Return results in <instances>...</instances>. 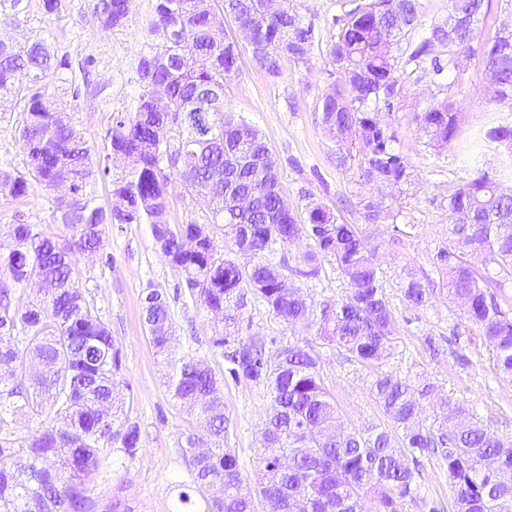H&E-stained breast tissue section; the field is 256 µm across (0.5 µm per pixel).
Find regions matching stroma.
Returning a JSON list of instances; mask_svg holds the SVG:
<instances>
[{
    "label": "stroma",
    "mask_w": 512,
    "mask_h": 512,
    "mask_svg": "<svg viewBox=\"0 0 512 512\" xmlns=\"http://www.w3.org/2000/svg\"><path fill=\"white\" fill-rule=\"evenodd\" d=\"M297 11L312 20L319 31L308 62L284 59L279 77L257 68L249 48H242L239 70L226 94L235 116L255 125L276 156L284 195L302 208L314 201L340 222L359 225L364 235L380 242L376 260L387 280V291L397 315L396 354L389 366L397 375L423 372L439 386L442 395L473 402L487 428L512 439V383L497 378L492 349L482 336L462 337L463 318L446 295L436 294L431 307L414 309L404 302L396 283L402 266L431 272L437 248L449 242L448 189L480 173L497 176L502 157L491 149L477 150L471 159L460 155L488 118L512 125V106L492 98L477 57L463 58L444 80L431 82L421 66L402 65L399 75L404 92L385 118L401 150L416 172V185L397 201L402 222L418 225L415 237L394 238L391 225L362 223L349 201L358 187L356 173L337 168L332 144L317 122L321 96L336 82L328 48L337 37L333 16L349 9V0H292ZM151 0H133L122 27L102 28L92 14L91 0H62L59 13L44 14L41 0H0V34L16 40H42L57 57L68 59L75 80L89 79L90 94L60 100L94 154H102L112 115L135 104L139 88L135 65L144 51L143 30ZM455 95L464 114L458 143L440 153L424 149L412 117L431 102ZM18 107L0 104V168L23 169L26 149L15 129ZM55 191L34 189L18 199L0 195V234L17 221L37 225L45 235L64 239L65 225L53 219ZM104 248L95 256L81 257L79 286L109 326L122 355L120 397L140 425L137 454L119 470L101 475L93 489L100 503L113 495L128 499L135 512H175L178 486L188 478L180 455L182 432L195 424L193 417L173 402L165 385L164 367L156 355L143 323V302L153 291L166 295L174 322L172 353L204 357L222 375L221 396L232 425L225 447L235 450L244 480H253L261 466L259 431L270 407V396L260 386L234 382L223 376L224 360L211 346L215 317L184 293L178 273L161 256L145 224H105ZM251 334L284 340L314 338V330L291 327L269 314L259 303H249ZM321 372L345 424L382 422L369 388L371 369L343 363L335 349L319 346ZM419 501H404L402 512H453L454 491L448 469L433 458H420Z\"/></svg>",
    "instance_id": "35a3bbf8"
}]
</instances>
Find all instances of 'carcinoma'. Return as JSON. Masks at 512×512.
Returning <instances> with one entry per match:
<instances>
[{
    "label": "carcinoma",
    "instance_id": "cac0c4a2",
    "mask_svg": "<svg viewBox=\"0 0 512 512\" xmlns=\"http://www.w3.org/2000/svg\"><path fill=\"white\" fill-rule=\"evenodd\" d=\"M132 0H93L104 29L123 26ZM469 16L458 30L434 25L418 43L406 40L418 22L419 0H371L332 19L337 39L328 54L338 84L321 98L318 124L334 141L336 167L356 170L358 185L375 195L357 194L361 219L389 221L410 236L415 224H401L391 189L404 192L413 166L380 117L404 91L399 61L433 55L430 75L441 78L491 27L489 0H452L451 13ZM231 19L255 35L249 44L254 64L281 74L280 53L308 59L317 30L289 0L270 12L265 0H152L146 27L149 51L135 71L139 93L130 112H115L106 153L94 156L72 117L50 91L52 79L70 68L41 40L0 37V99L21 106L19 133L26 144L24 171L0 169V194L25 197L34 187L67 188L56 199L55 220L71 237L54 239L33 224L14 225L0 239V429L22 412L49 417L52 424L26 445L0 437V512H135L118 497L98 510L91 482L112 470L118 454L132 458L140 427L113 396L120 385L121 352L112 331L78 286L77 256L102 247V224H148L156 247L181 276L190 298L221 315L212 347L221 351L229 377L262 386L270 412L259 442L276 453L264 459L255 484L241 478L239 457L224 447L230 419L219 396L220 379L208 362L187 354L169 356L173 319L168 301L152 291L144 298L146 327L166 360V384L175 402L197 426L182 434L180 451L191 484L206 495L204 512H365L372 494L382 512H400L416 500L418 485L410 460L433 456L447 465L454 487V512H512V482L495 479L512 472V439L481 423L476 408L453 397L440 412L422 416L421 401L435 393L420 375L397 377L380 371L394 356L396 315L386 283L374 263L377 245L359 225L340 223L316 203L299 212L279 188L280 167L261 132L236 119L226 101L227 82L238 70L239 44L216 40L211 21ZM480 65L512 92V35L502 29L482 44ZM356 92L338 90L348 72ZM464 115L448 96L414 113L425 147L444 149L458 140ZM512 142V125H494L483 145ZM118 161L131 171L110 178ZM177 177L205 207L207 223L165 221L168 186ZM110 179L108 206L98 205L97 182ZM512 180V154L499 178L486 173L448 190L451 243L432 257L434 276L404 273L399 289L414 308L426 307L436 287L447 290L467 322L492 347L497 374L512 381V194L499 180ZM223 228V240L213 226ZM305 238L309 250L288 264L286 253ZM253 258L245 268L237 254ZM484 255L483 264L470 256ZM280 259H275V256ZM347 282L339 299H315L313 283L324 264ZM293 278L300 286L283 288ZM42 285L43 297H24L28 280ZM294 326L316 325V336L347 362L376 368L370 392L387 425L340 423L335 399L324 384L320 355L305 340L245 336L242 310L248 300ZM223 496L209 495L210 486Z\"/></svg>",
    "mask_w": 512,
    "mask_h": 512
}]
</instances>
